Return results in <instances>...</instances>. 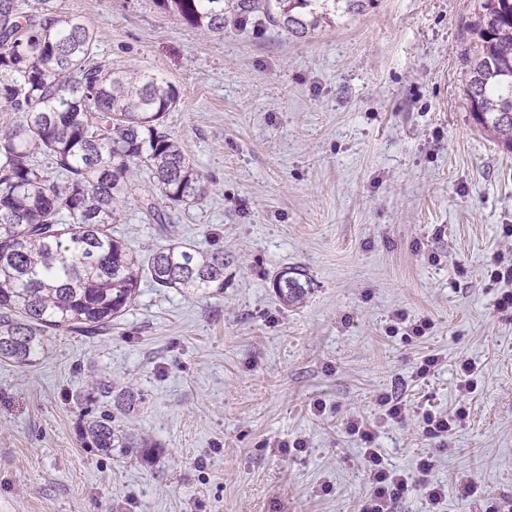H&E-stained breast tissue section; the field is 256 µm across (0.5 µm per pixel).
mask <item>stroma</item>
<instances>
[{"instance_id":"stroma-1","label":"stroma","mask_w":512,"mask_h":512,"mask_svg":"<svg viewBox=\"0 0 512 512\" xmlns=\"http://www.w3.org/2000/svg\"><path fill=\"white\" fill-rule=\"evenodd\" d=\"M479 4L374 0L295 38L209 34L154 0H55L97 32L100 60L174 86L164 124L204 180L201 199L160 204L157 221L126 201L113 233L143 259L170 237L223 252L224 290L145 280L110 334L0 362V512H362L354 416L408 478L398 512H512V315L496 308L512 280L489 274L512 252V153L471 116ZM287 268L307 290L294 306L274 292ZM399 312L432 327L389 335ZM466 361L480 371L467 395ZM102 382L140 394L119 421L148 453L88 447L83 423L112 409ZM384 395L403 420L384 418ZM461 405L447 442L425 438L423 410ZM428 454L446 493L435 509L416 486Z\"/></svg>"}]
</instances>
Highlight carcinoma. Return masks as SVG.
Wrapping results in <instances>:
<instances>
[{
    "instance_id": "cac0c4a2",
    "label": "carcinoma",
    "mask_w": 512,
    "mask_h": 512,
    "mask_svg": "<svg viewBox=\"0 0 512 512\" xmlns=\"http://www.w3.org/2000/svg\"><path fill=\"white\" fill-rule=\"evenodd\" d=\"M212 34L252 15L304 37L328 18L359 14L372 0H156ZM467 96L481 129L512 151V0H483L473 26ZM97 32L53 0L32 14L0 0V109L20 122L0 130V359L30 365L52 336H94L136 303L140 283L185 295L224 291V253L179 241L147 261L112 235L120 206L135 196L160 217L153 192L139 190L132 167L145 164L160 196L196 202L203 176L163 127L178 102L175 88L149 71L114 70L95 60ZM45 159L63 176L58 181ZM285 304L305 293L284 271L275 280ZM99 389L112 393V386ZM114 394V393H112ZM119 411L135 406L130 388L114 394ZM91 447L135 448L115 415L83 427Z\"/></svg>"
}]
</instances>
